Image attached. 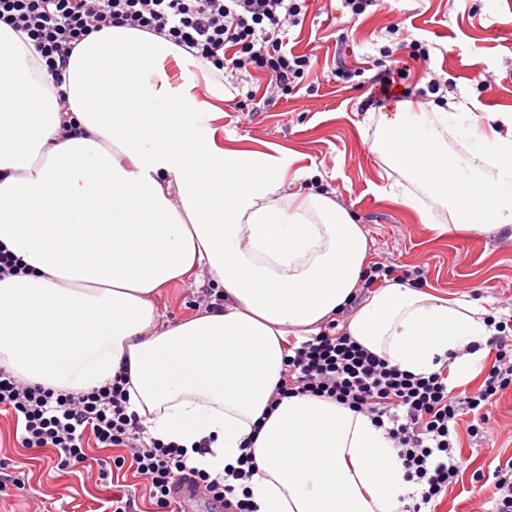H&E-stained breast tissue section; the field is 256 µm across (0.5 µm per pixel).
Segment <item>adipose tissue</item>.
Segmentation results:
<instances>
[{
  "mask_svg": "<svg viewBox=\"0 0 512 512\" xmlns=\"http://www.w3.org/2000/svg\"><path fill=\"white\" fill-rule=\"evenodd\" d=\"M212 68L164 36L113 26L74 48L58 88L0 26V245L27 267L0 279V366L74 394L127 370L130 410L190 465L223 474L252 442L257 512H400L410 485L383 429L308 395L270 409L287 338L341 315L348 336L400 369L458 374L463 347L493 333L488 312L404 282L356 304L363 227L331 193H283L289 151L224 146L211 125L224 85L203 100L193 78ZM469 119L401 102L381 113L371 148L411 177L398 201L423 224L512 238V113L488 136L479 113ZM437 204L448 223L435 224ZM198 270L222 302L160 322L158 290Z\"/></svg>",
  "mask_w": 512,
  "mask_h": 512,
  "instance_id": "ef3b65f1",
  "label": "adipose tissue"
}]
</instances>
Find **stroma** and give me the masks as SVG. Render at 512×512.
Returning a JSON list of instances; mask_svg holds the SVG:
<instances>
[{"label":"stroma","instance_id":"1","mask_svg":"<svg viewBox=\"0 0 512 512\" xmlns=\"http://www.w3.org/2000/svg\"><path fill=\"white\" fill-rule=\"evenodd\" d=\"M412 39L427 57L415 55ZM289 45L309 65L287 93H270L259 70L225 69L224 138L241 149H286L293 169L318 170L366 231L372 262L424 291L482 306L495 320L512 316V240L441 235L393 202L410 183L372 151L380 108L366 104L374 79L390 68L413 104L443 99L465 112L478 103L486 127L492 114L512 112V0H381L355 21L341 0H306ZM432 84L438 94L428 93ZM210 293L209 284L186 281L160 289L155 302L162 319L176 323L198 313ZM487 428L482 440L460 430L465 465L436 512H489L493 472L512 458V388L489 406ZM21 451L14 419L0 413V512H107L112 496L133 490L129 474L77 478L36 459L16 489L9 480Z\"/></svg>","mask_w":512,"mask_h":512}]
</instances>
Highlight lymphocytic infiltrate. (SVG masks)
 Segmentation results:
<instances>
[{
  "instance_id": "f902f5d3",
  "label": "lymphocytic infiltrate",
  "mask_w": 512,
  "mask_h": 512,
  "mask_svg": "<svg viewBox=\"0 0 512 512\" xmlns=\"http://www.w3.org/2000/svg\"><path fill=\"white\" fill-rule=\"evenodd\" d=\"M301 13L300 0H0V22L26 34L56 79L85 37L121 25L166 36L219 70L228 64L266 71L283 91L304 74L306 59L289 49L286 29L298 24ZM507 327L496 322L486 342L495 362L482 384L457 392L448 385L446 369L427 375L401 370L332 321L318 335L289 343L274 398L311 395L366 415L394 441L404 479L415 487L402 512H435L464 466L455 448L459 426L481 436L487 405L512 388ZM126 381L120 373L100 388L70 395L22 383L0 367V410L20 424L21 446L52 451L59 469L94 470L102 480L108 466L134 469L154 512H175L173 491L186 479L225 512H255L249 498L235 495L237 483L249 480L256 468L251 449L217 477L188 466L183 448L146 439L141 417L128 409ZM89 437L98 447L119 449V456L91 463L84 447Z\"/></svg>"
}]
</instances>
